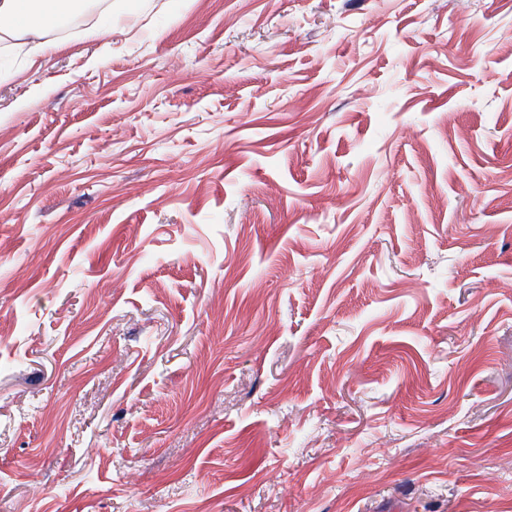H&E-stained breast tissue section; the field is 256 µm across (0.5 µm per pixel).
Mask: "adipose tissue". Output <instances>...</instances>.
Wrapping results in <instances>:
<instances>
[{"label":"adipose tissue","mask_w":512,"mask_h":512,"mask_svg":"<svg viewBox=\"0 0 512 512\" xmlns=\"http://www.w3.org/2000/svg\"><path fill=\"white\" fill-rule=\"evenodd\" d=\"M68 0H0V40L14 39L25 46L30 60H37L51 42L52 18L61 14Z\"/></svg>","instance_id":"adipose-tissue-1"}]
</instances>
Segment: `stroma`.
<instances>
[{"label": "stroma", "mask_w": 512, "mask_h": 512, "mask_svg": "<svg viewBox=\"0 0 512 512\" xmlns=\"http://www.w3.org/2000/svg\"><path fill=\"white\" fill-rule=\"evenodd\" d=\"M0 44V512H512V0H105Z\"/></svg>", "instance_id": "35a3bbf8"}]
</instances>
